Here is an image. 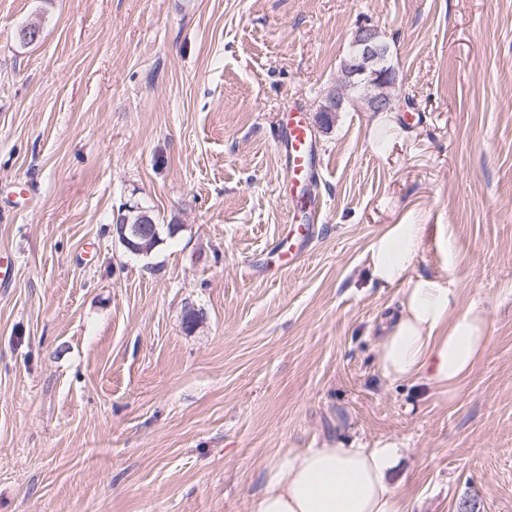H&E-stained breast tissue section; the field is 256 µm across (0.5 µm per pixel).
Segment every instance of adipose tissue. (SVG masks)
<instances>
[{
    "mask_svg": "<svg viewBox=\"0 0 512 512\" xmlns=\"http://www.w3.org/2000/svg\"><path fill=\"white\" fill-rule=\"evenodd\" d=\"M424 232L421 224H389L369 245L372 281L401 288L398 310L380 323L377 366L392 380L424 381L451 400L485 353L488 318L477 306L460 307L443 276L417 273ZM399 459L392 443L284 451L262 466L251 512H412L390 481Z\"/></svg>",
    "mask_w": 512,
    "mask_h": 512,
    "instance_id": "obj_1",
    "label": "adipose tissue"
}]
</instances>
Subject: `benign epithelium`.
<instances>
[{"label": "benign epithelium", "instance_id": "obj_1", "mask_svg": "<svg viewBox=\"0 0 512 512\" xmlns=\"http://www.w3.org/2000/svg\"><path fill=\"white\" fill-rule=\"evenodd\" d=\"M354 53L346 62L348 79L363 81V103L370 112H384L395 108L396 96L392 94L395 80L391 70L380 67L383 56L387 53V46L381 40L377 29L363 27L359 29L353 40ZM129 206L114 215L112 234L126 251L133 254L145 252L146 243L156 240L159 233L151 219L140 220L138 224L129 223L124 212Z\"/></svg>", "mask_w": 512, "mask_h": 512}]
</instances>
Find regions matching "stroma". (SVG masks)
I'll return each mask as SVG.
<instances>
[{
    "label": "stroma",
    "instance_id": "35a3bbf8",
    "mask_svg": "<svg viewBox=\"0 0 512 512\" xmlns=\"http://www.w3.org/2000/svg\"><path fill=\"white\" fill-rule=\"evenodd\" d=\"M362 27L401 101L383 146L359 100L319 111ZM297 109L319 218L284 268ZM128 202L149 253L112 238ZM387 224L488 317L455 400L377 368ZM6 257L0 512H249L267 459L333 438L398 443L413 512H512V0H0ZM280 143L284 157V179L293 185L308 183L315 176L312 134L303 113L292 111L288 124L283 130ZM131 204L128 203L124 206L121 212H117L113 217V225H112V234L115 236L120 244L125 248L126 251L133 254H140L146 252V243H148L151 239L158 240L159 233L154 224H156L155 219L148 210L144 207H135V205H131L132 209L135 211L130 212L127 211ZM128 215V219L124 217V212ZM148 214L149 218H151L154 222L152 224L151 219L146 215H142V218L145 219L140 220L141 214ZM138 224H135L139 222ZM130 223V224H129Z\"/></svg>",
    "mask_w": 512,
    "mask_h": 512
}]
</instances>
